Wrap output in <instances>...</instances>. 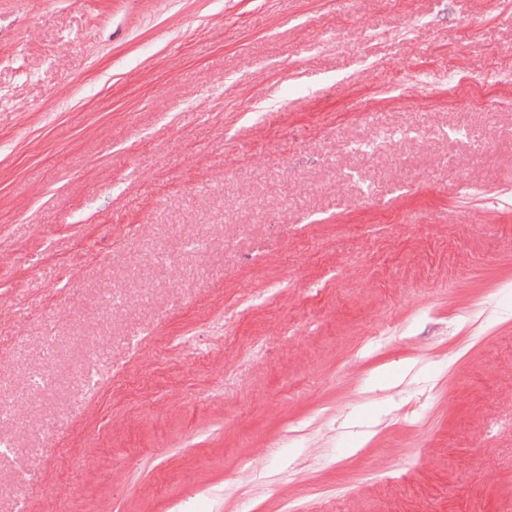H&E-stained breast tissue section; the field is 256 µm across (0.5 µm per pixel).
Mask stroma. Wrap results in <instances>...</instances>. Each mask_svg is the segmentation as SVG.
<instances>
[{
  "instance_id": "obj_1",
  "label": "stroma",
  "mask_w": 512,
  "mask_h": 512,
  "mask_svg": "<svg viewBox=\"0 0 512 512\" xmlns=\"http://www.w3.org/2000/svg\"><path fill=\"white\" fill-rule=\"evenodd\" d=\"M52 322L0 512H512V0H0V394Z\"/></svg>"
}]
</instances>
